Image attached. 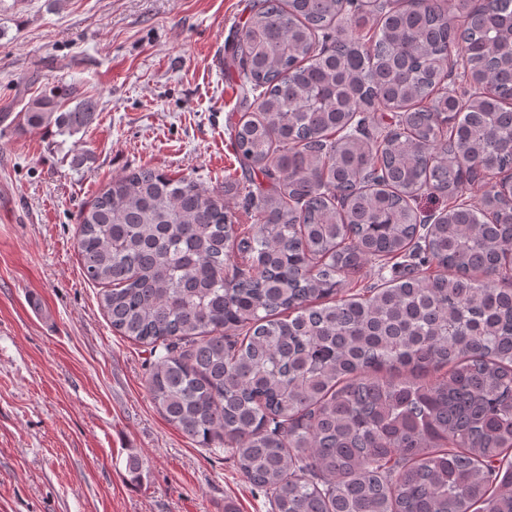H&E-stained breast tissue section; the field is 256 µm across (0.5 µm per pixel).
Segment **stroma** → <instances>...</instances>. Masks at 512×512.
Here are the masks:
<instances>
[{"instance_id":"35a3bbf8","label":"stroma","mask_w":512,"mask_h":512,"mask_svg":"<svg viewBox=\"0 0 512 512\" xmlns=\"http://www.w3.org/2000/svg\"><path fill=\"white\" fill-rule=\"evenodd\" d=\"M254 2L0 0V512H271L229 452L156 410L150 350L112 329L76 248L81 207L142 166L253 223L234 127L256 104L233 51ZM60 81L97 102L71 137L22 115Z\"/></svg>"}]
</instances>
